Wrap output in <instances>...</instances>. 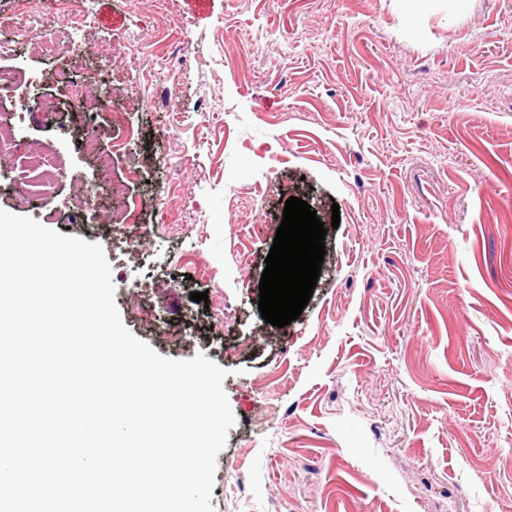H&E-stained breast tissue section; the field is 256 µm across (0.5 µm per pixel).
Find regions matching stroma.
Masks as SVG:
<instances>
[{"label": "stroma", "mask_w": 512, "mask_h": 512, "mask_svg": "<svg viewBox=\"0 0 512 512\" xmlns=\"http://www.w3.org/2000/svg\"><path fill=\"white\" fill-rule=\"evenodd\" d=\"M78 6L77 30L58 0L27 25L0 0V71L28 76L0 85V133L68 173L0 209L99 243L135 337L226 369L214 512H512V0ZM292 196L340 224L278 328L259 282ZM124 212L152 236L117 256Z\"/></svg>", "instance_id": "35a3bbf8"}]
</instances>
